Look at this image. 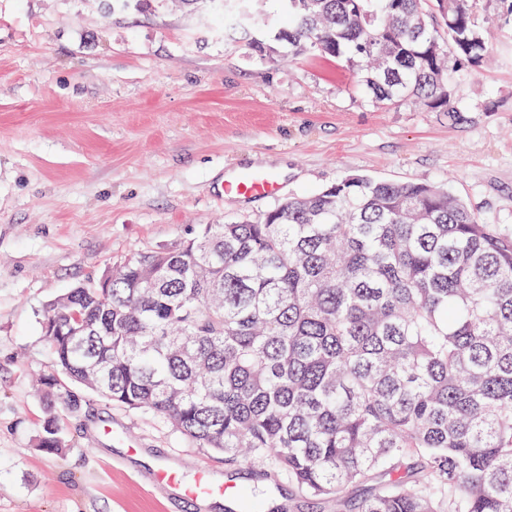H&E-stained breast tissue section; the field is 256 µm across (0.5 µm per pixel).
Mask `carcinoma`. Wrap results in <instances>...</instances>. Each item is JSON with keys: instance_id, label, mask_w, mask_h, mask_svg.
<instances>
[{"instance_id": "carcinoma-1", "label": "carcinoma", "mask_w": 512, "mask_h": 512, "mask_svg": "<svg viewBox=\"0 0 512 512\" xmlns=\"http://www.w3.org/2000/svg\"><path fill=\"white\" fill-rule=\"evenodd\" d=\"M277 39L355 66L376 107L458 112L488 53L476 0H277ZM57 409L148 410L230 466L350 512H512V232L427 182L350 175L203 224L49 303ZM226 512H268L254 495Z\"/></svg>"}]
</instances>
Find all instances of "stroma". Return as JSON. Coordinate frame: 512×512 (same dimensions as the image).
<instances>
[{
  "instance_id": "1",
  "label": "stroma",
  "mask_w": 512,
  "mask_h": 512,
  "mask_svg": "<svg viewBox=\"0 0 512 512\" xmlns=\"http://www.w3.org/2000/svg\"><path fill=\"white\" fill-rule=\"evenodd\" d=\"M477 18L490 60L455 75L453 118L369 106L358 68L289 55L261 22L256 52L203 0H0V512H225L221 496L148 493L161 466L257 489L283 512H336L294 506L284 476L228 466L92 393L62 414L63 452L39 448L34 382L53 370L42 312L132 253L260 217L274 199L222 193L251 168L285 170L289 196L354 174L435 183L512 230V16L479 0Z\"/></svg>"
}]
</instances>
